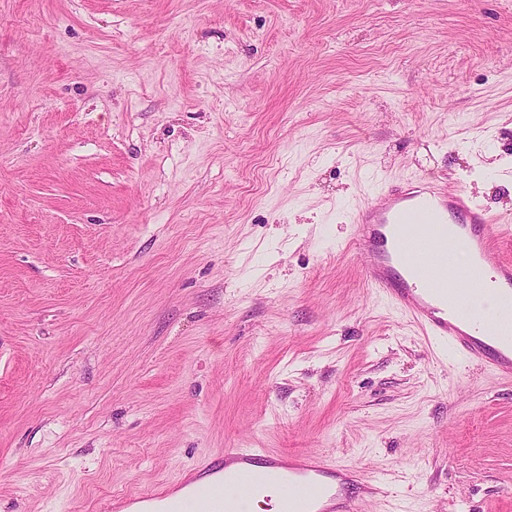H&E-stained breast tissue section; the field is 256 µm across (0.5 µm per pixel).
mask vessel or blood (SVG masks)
I'll list each match as a JSON object with an SVG mask.
<instances>
[{
  "label": "vessel or blood",
  "mask_w": 512,
  "mask_h": 512,
  "mask_svg": "<svg viewBox=\"0 0 512 512\" xmlns=\"http://www.w3.org/2000/svg\"><path fill=\"white\" fill-rule=\"evenodd\" d=\"M490 214L463 192L427 183L387 186L382 205L353 217V240L370 286L411 315L426 335L448 341L466 360L512 380V259L491 230ZM472 257L460 266L453 242ZM489 285L495 316L476 320L473 282ZM356 470L315 454L225 448L204 461L184 493H135L115 503L128 512L141 503L162 512H250L254 496L276 499L279 512H362Z\"/></svg>",
  "instance_id": "vessel-or-blood-1"
}]
</instances>
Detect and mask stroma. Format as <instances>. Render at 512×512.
<instances>
[{
	"label": "stroma",
	"instance_id": "obj_1",
	"mask_svg": "<svg viewBox=\"0 0 512 512\" xmlns=\"http://www.w3.org/2000/svg\"><path fill=\"white\" fill-rule=\"evenodd\" d=\"M419 180L512 225V0H0V512L228 444L512 512V382L351 247Z\"/></svg>",
	"mask_w": 512,
	"mask_h": 512
}]
</instances>
